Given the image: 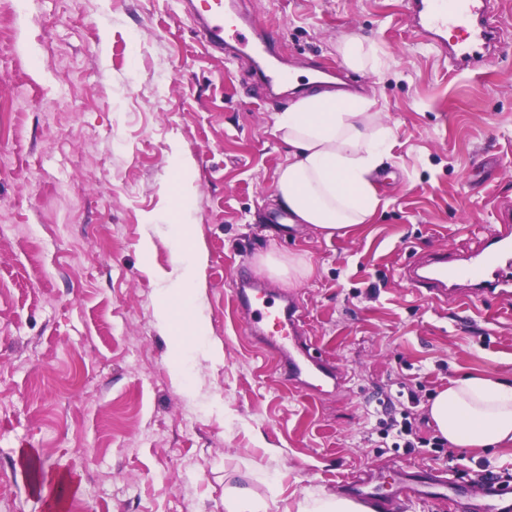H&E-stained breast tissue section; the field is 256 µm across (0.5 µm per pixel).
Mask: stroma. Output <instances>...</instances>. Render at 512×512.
<instances>
[{"mask_svg": "<svg viewBox=\"0 0 512 512\" xmlns=\"http://www.w3.org/2000/svg\"><path fill=\"white\" fill-rule=\"evenodd\" d=\"M282 28L278 54L338 67L336 42L374 45L379 73L348 71L392 131L385 202L370 223L325 238L276 229L289 147L260 99L254 53L206 46L178 0H0V501L11 512H225L246 488L266 512H297L369 469L409 464L472 481L498 449L408 453L368 441L377 391L422 383L434 396L469 372L512 381V306L430 303L405 263L465 254L512 201V0L507 51L449 74L408 35L404 0H250ZM195 192L170 194L182 159ZM206 256L197 313L205 338L172 358L156 323L174 277L176 223ZM295 259L312 269L275 270ZM291 296L310 344L344 370L340 395H302L249 335L231 294L237 269ZM221 348L222 360L210 348ZM67 472L78 494L36 495L21 455Z\"/></svg>", "mask_w": 512, "mask_h": 512, "instance_id": "1", "label": "stroma"}]
</instances>
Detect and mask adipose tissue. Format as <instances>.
Masks as SVG:
<instances>
[{
	"instance_id": "adipose-tissue-1",
	"label": "adipose tissue",
	"mask_w": 512,
	"mask_h": 512,
	"mask_svg": "<svg viewBox=\"0 0 512 512\" xmlns=\"http://www.w3.org/2000/svg\"><path fill=\"white\" fill-rule=\"evenodd\" d=\"M366 96L337 97L320 90L275 113L273 129L291 151L280 167L274 203L324 237L344 236L376 214L381 198L376 183L389 158L391 130L382 125ZM176 277L156 304V317L172 332V348L206 335L195 312L196 278L203 256L191 225L179 224ZM182 315L173 318L171 299ZM430 416L449 446L501 448L512 463V382L469 374L450 382L434 398Z\"/></svg>"
}]
</instances>
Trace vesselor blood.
I'll list each match as a JSON object with an SVG mask.
<instances>
[{"label": "vessel or blood", "instance_id": "b4317fda", "mask_svg": "<svg viewBox=\"0 0 512 512\" xmlns=\"http://www.w3.org/2000/svg\"><path fill=\"white\" fill-rule=\"evenodd\" d=\"M406 4L412 27L447 57L452 72L478 69L503 48L502 22L495 18L491 0H406ZM185 9L200 39L233 58L251 40L258 54H274L281 39L279 31L254 26L250 15L242 10L237 13L240 26L226 28L224 0H186ZM288 78L287 71L279 68L255 69L256 86L266 97ZM497 221V228L481 237L467 255L457 256L445 249L432 252L406 265V279L429 300L452 299L472 309L487 296L511 297L512 208L501 207ZM234 300L249 331L278 355L280 372L289 382L309 396L321 394L327 385L341 387L339 367L302 341L293 299L271 293L241 271L236 275ZM393 482L398 498L444 502L450 512L475 497L481 498L484 512H499L500 501L512 500V487L501 482L458 484L423 467H398ZM347 490L351 497L377 508L384 507L387 500L369 480L350 479Z\"/></svg>", "mask_w": 512, "mask_h": 512}]
</instances>
